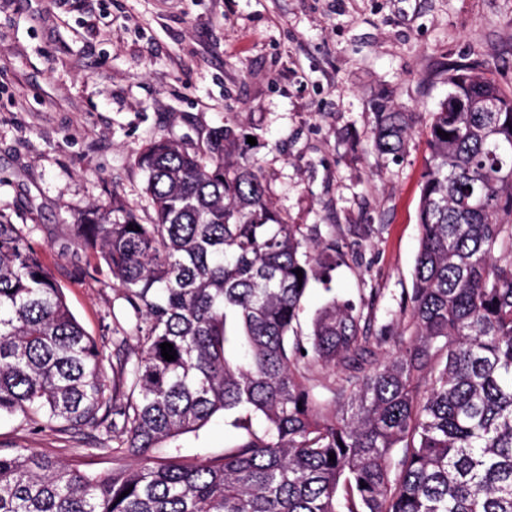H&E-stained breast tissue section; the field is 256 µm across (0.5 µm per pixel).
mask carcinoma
<instances>
[{
	"mask_svg": "<svg viewBox=\"0 0 512 512\" xmlns=\"http://www.w3.org/2000/svg\"><path fill=\"white\" fill-rule=\"evenodd\" d=\"M410 132L411 115L380 112L373 147L395 157ZM428 144L413 286L400 331L375 333L337 296L302 332L341 245L276 211L233 129L204 149L146 144L151 222L114 196L73 224L98 255L73 276L107 274L136 319L137 353L116 345L110 385L41 251L0 221V417L114 442L97 473L0 451V512H512V92L482 63L448 70ZM318 365L344 374L331 403ZM217 414L223 456L184 461L176 440Z\"/></svg>",
	"mask_w": 512,
	"mask_h": 512,
	"instance_id": "cac0c4a2",
	"label": "carcinoma"
}]
</instances>
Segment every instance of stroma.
I'll return each mask as SVG.
<instances>
[{
  "instance_id": "stroma-1",
  "label": "stroma",
  "mask_w": 512,
  "mask_h": 512,
  "mask_svg": "<svg viewBox=\"0 0 512 512\" xmlns=\"http://www.w3.org/2000/svg\"><path fill=\"white\" fill-rule=\"evenodd\" d=\"M477 60L512 88V0H0V219L30 227L89 336L133 351L119 289L70 276L97 260L73 244V219L116 197L148 219L142 148L228 125L254 137L244 150L275 209L346 245L302 325L330 295L375 288L371 327L390 326L413 285L427 122L449 69ZM381 106L415 115L395 162L372 144ZM228 440L218 416L179 453L216 457ZM0 445L112 466L91 438L15 418L0 419Z\"/></svg>"
}]
</instances>
